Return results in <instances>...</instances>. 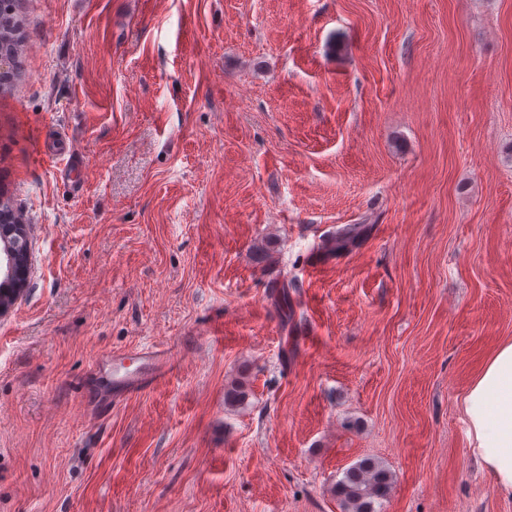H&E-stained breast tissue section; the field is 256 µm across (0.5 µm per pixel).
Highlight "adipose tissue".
Masks as SVG:
<instances>
[{
    "label": "adipose tissue",
    "mask_w": 512,
    "mask_h": 512,
    "mask_svg": "<svg viewBox=\"0 0 512 512\" xmlns=\"http://www.w3.org/2000/svg\"><path fill=\"white\" fill-rule=\"evenodd\" d=\"M460 407L471 454L497 490L512 495V340L484 360Z\"/></svg>",
    "instance_id": "adipose-tissue-1"
}]
</instances>
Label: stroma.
Here are the masks:
<instances>
[{
  "label": "stroma",
  "mask_w": 512,
  "mask_h": 512,
  "mask_svg": "<svg viewBox=\"0 0 512 512\" xmlns=\"http://www.w3.org/2000/svg\"><path fill=\"white\" fill-rule=\"evenodd\" d=\"M15 15L0 195L37 233L0 316V512H342L365 458L383 512H512L459 408L512 339V0ZM144 346L164 379L85 398ZM391 485L390 472L383 464L373 460L356 463L338 483L343 512H380L375 505L387 497Z\"/></svg>",
  "instance_id": "1"
}]
</instances>
